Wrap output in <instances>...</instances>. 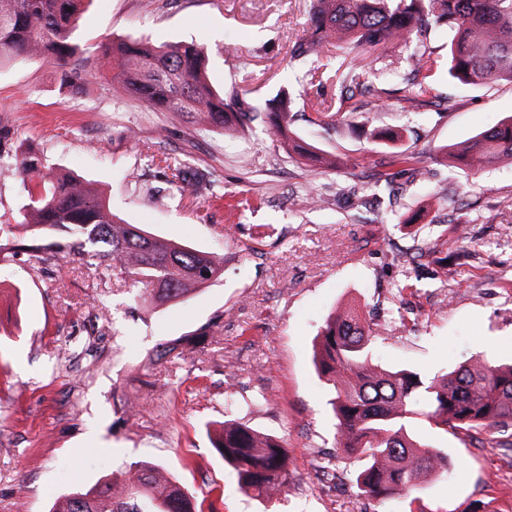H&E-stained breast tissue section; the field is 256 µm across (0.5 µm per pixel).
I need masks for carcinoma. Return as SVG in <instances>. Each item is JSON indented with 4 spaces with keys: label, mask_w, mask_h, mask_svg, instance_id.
<instances>
[{
    "label": "carcinoma",
    "mask_w": 512,
    "mask_h": 512,
    "mask_svg": "<svg viewBox=\"0 0 512 512\" xmlns=\"http://www.w3.org/2000/svg\"><path fill=\"white\" fill-rule=\"evenodd\" d=\"M85 0H0V59L38 61L56 68L60 87L81 80L74 32ZM436 27L448 30V63L421 52L425 77L446 73L466 85L512 82V0H314L311 25L292 47L298 56L319 55L342 44L381 48L407 42ZM112 81L160 112L189 114L229 132L241 118L260 116L236 87L224 94L205 80V56L194 42L151 45L120 39L103 53ZM279 148L288 151L289 102L265 110ZM512 158V116L475 135L450 157L480 169ZM43 158L23 159L29 203L15 235L36 260L60 254L88 259L94 270L138 288L156 304L189 296L218 280L223 262L207 251L151 235L114 215L89 183L44 172ZM168 182L198 197L210 181L166 163ZM369 326L356 308L332 312L314 343V361L328 386L339 443L360 461L354 483L364 495L394 499L412 495L431 474L447 468L448 455L422 442L416 424L431 432L512 430V362L479 355L458 368L428 375L416 369L383 368L371 354ZM214 448L237 476L240 490L271 499L288 486L289 450L274 436L226 420L212 437ZM182 484L153 462L112 474L89 489H76L52 512H189Z\"/></svg>",
    "instance_id": "carcinoma-1"
}]
</instances>
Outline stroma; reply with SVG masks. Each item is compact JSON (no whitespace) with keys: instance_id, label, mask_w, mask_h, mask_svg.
I'll return each mask as SVG.
<instances>
[{"instance_id":"35a3bbf8","label":"stroma","mask_w":512,"mask_h":512,"mask_svg":"<svg viewBox=\"0 0 512 512\" xmlns=\"http://www.w3.org/2000/svg\"><path fill=\"white\" fill-rule=\"evenodd\" d=\"M310 0H89L76 38L97 68L61 91L55 70L0 62V219L28 202L23 152L43 154L102 192L113 214L156 236L224 257V274L158 307L76 256L38 265L0 252V512H50L143 461L161 465L216 512H512V450L491 433L429 442L448 467L413 498L379 502L352 478L312 342L332 311L357 307L387 367L431 374L481 354L512 358V161L452 166L463 145L512 115V83L441 76L406 99L414 47L341 48L291 58ZM196 40L206 76L258 102L285 94L300 144L348 157L313 172L274 149L257 120L234 136L154 110L113 88L101 53L113 39ZM383 88L342 101L340 72ZM340 112L352 132L312 124ZM414 155L425 176L394 173ZM214 183L180 198L162 158ZM393 173L398 199L380 191ZM324 205L308 206L310 196ZM458 260L437 263L447 252ZM180 353L157 359L168 345ZM232 419L283 440L292 479L271 501L244 495L208 427Z\"/></svg>"}]
</instances>
